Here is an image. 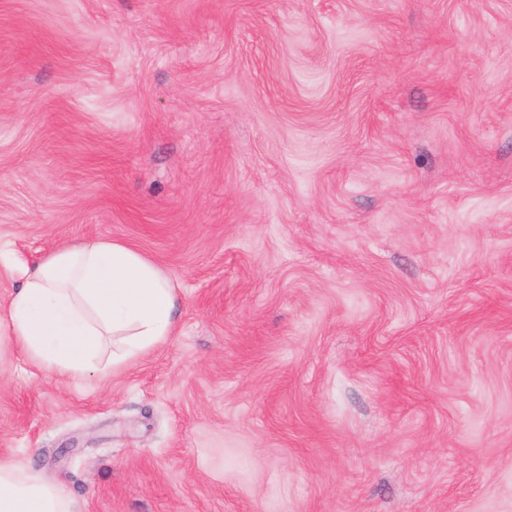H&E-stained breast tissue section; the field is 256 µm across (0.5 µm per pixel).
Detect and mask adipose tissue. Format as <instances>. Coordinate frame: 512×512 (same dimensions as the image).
I'll return each mask as SVG.
<instances>
[{
    "label": "adipose tissue",
    "instance_id": "obj_1",
    "mask_svg": "<svg viewBox=\"0 0 512 512\" xmlns=\"http://www.w3.org/2000/svg\"><path fill=\"white\" fill-rule=\"evenodd\" d=\"M5 317L20 347L57 374L121 368L164 343L178 297L161 268L132 246L94 240L41 261L10 297ZM0 462V512H73L55 486Z\"/></svg>",
    "mask_w": 512,
    "mask_h": 512
}]
</instances>
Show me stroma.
Returning <instances> with one entry per match:
<instances>
[{
	"instance_id": "stroma-1",
	"label": "stroma",
	"mask_w": 512,
	"mask_h": 512,
	"mask_svg": "<svg viewBox=\"0 0 512 512\" xmlns=\"http://www.w3.org/2000/svg\"><path fill=\"white\" fill-rule=\"evenodd\" d=\"M156 261L67 379L0 325V461L75 512H512V0H0V306ZM178 315L176 290L152 259L126 243L102 240L50 254L5 308L20 347L69 378L92 366H112L114 374L164 343Z\"/></svg>"
}]
</instances>
